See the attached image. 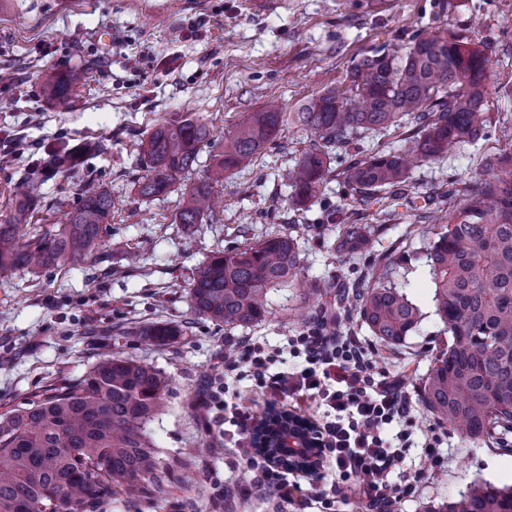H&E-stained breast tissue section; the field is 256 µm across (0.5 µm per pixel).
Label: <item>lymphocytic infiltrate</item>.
Segmentation results:
<instances>
[{"mask_svg":"<svg viewBox=\"0 0 512 512\" xmlns=\"http://www.w3.org/2000/svg\"><path fill=\"white\" fill-rule=\"evenodd\" d=\"M288 345L291 355L304 363L277 371L273 365L280 358L278 351L250 337L238 341L234 354L224 360L223 377L208 380L195 400L205 411L206 430L223 429L225 443L254 474L238 497L269 492L292 512H306L309 506L288 469L255 451L250 429L254 411L243 402L225 400L229 376L249 378L256 397L267 403L282 399L299 412L305 402H312L318 412L313 426L333 476L332 490L349 488L366 512H386L394 501L413 495L420 473L393 477L412 446L411 432L405 427L392 438L384 433L386 425L410 420L411 402L401 380L381 370L371 351L354 337L337 335L318 323L289 338Z\"/></svg>","mask_w":512,"mask_h":512,"instance_id":"lymphocytic-infiltrate-1","label":"lymphocytic infiltrate"}]
</instances>
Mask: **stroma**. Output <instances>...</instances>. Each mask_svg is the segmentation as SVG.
<instances>
[{"label":"stroma","mask_w":512,"mask_h":512,"mask_svg":"<svg viewBox=\"0 0 512 512\" xmlns=\"http://www.w3.org/2000/svg\"><path fill=\"white\" fill-rule=\"evenodd\" d=\"M447 27L465 34L490 57L486 110L490 124L477 143L451 148L440 160L410 171L417 206L447 209L449 183L468 184L484 155L512 152V0H278L257 12L250 0H0V216L22 190L28 169L48 154L84 140L101 151L87 165L59 171L42 187L41 228L60 223L78 189L99 179L112 193L104 252L58 269L0 274V404L39 394L64 370L83 374L99 356L121 352L169 377L165 410L148 426L167 459L182 461L168 474L165 499L134 498L104 512H290L272 496L228 504L224 488L249 486L253 474L233 465L218 440L205 433L194 400L205 380L224 368V347L249 336L283 347L306 326L316 299L298 289L270 293V314L245 327L195 316L187 289L199 263L215 250L244 246L285 230L293 218L285 174L311 136L283 130L261 153L214 186L218 224L174 223L179 192L141 198L146 173L137 144L163 120L188 112L213 129L234 130L266 101L287 109L335 85L361 54L393 47L421 31ZM84 71L70 110L46 99L47 75ZM324 207L304 215L300 241L306 277L342 283L361 271L337 253L335 225H320L322 209L339 221L382 223L377 251L421 247L407 235L414 218L404 200H386L382 216L352 213L337 181ZM141 260L130 265L129 248ZM410 298L425 312L420 330L396 347L381 346L366 326H352L413 397V448L405 465L423 473L418 491L394 512H429L474 481L512 486V434L503 445L462 438L418 402V386L442 347L433 316V288L423 263L408 275ZM166 321L186 325L185 336L161 346L128 335L133 326Z\"/></svg>","instance_id":"1"}]
</instances>
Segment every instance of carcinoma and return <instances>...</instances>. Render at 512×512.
Returning a JSON list of instances; mask_svg holds the SVG:
<instances>
[{
    "label": "carcinoma",
    "mask_w": 512,
    "mask_h": 512,
    "mask_svg": "<svg viewBox=\"0 0 512 512\" xmlns=\"http://www.w3.org/2000/svg\"><path fill=\"white\" fill-rule=\"evenodd\" d=\"M489 58L467 47L460 33H418L401 46L363 55L336 85L298 104L291 112L271 101L224 137L209 180L181 193L173 223L191 227L219 222L211 203L214 184L260 152L283 127L309 132L317 141L296 159L290 180L292 208L302 211L321 197L333 153L363 134L405 128L414 134L412 156L378 151L357 153L336 179L354 212L405 199L413 162L430 161L456 144L476 143L488 116ZM82 74L51 75L46 98L57 110L70 109ZM211 128L191 115L163 120L140 140L146 174L137 182L145 199L173 191L178 178L197 163ZM87 147L53 157L51 166L81 164ZM45 171H32L13 196L0 222V273L60 268L105 246L112 219V195L100 182H87L67 220L35 231L44 200ZM446 226L429 227L427 245L402 262L385 253L367 258L378 231L373 224H340L336 251L367 263L368 275L352 290L336 294L349 308L326 315L336 326L369 328L384 346L398 345L419 330L425 313L404 290L408 265L426 260L433 284L434 315L448 344L422 379L425 408L462 437L489 441L512 433V152L483 158V172L471 185L448 184ZM296 236L270 235L242 248L215 251L188 285L191 310L227 326L259 323L269 314L271 289H300L307 300L325 284L302 280ZM162 345L183 335L180 325L159 321L140 332ZM167 378L155 367L118 352L98 357L81 376L61 375L34 398L0 406V512H102L112 500L170 493L163 478L171 463L148 433L164 409ZM433 512H512V488L475 484Z\"/></svg>",
    "instance_id": "carcinoma-1"
}]
</instances>
